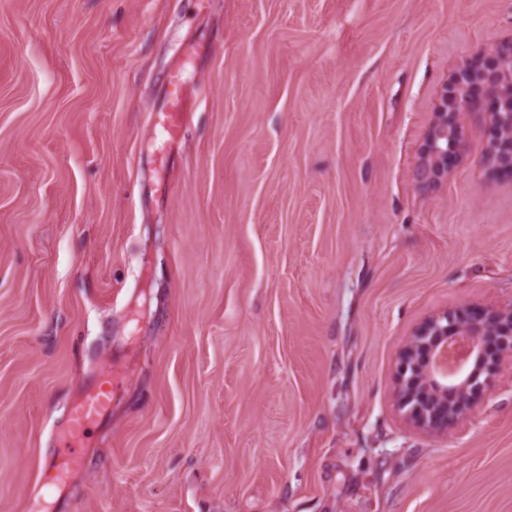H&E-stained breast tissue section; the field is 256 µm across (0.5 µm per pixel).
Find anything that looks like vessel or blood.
I'll list each match as a JSON object with an SVG mask.
<instances>
[{"mask_svg": "<svg viewBox=\"0 0 512 512\" xmlns=\"http://www.w3.org/2000/svg\"><path fill=\"white\" fill-rule=\"evenodd\" d=\"M187 112L185 96L181 92H173L161 115V122L170 139H177L187 119ZM119 383L118 372L99 376L74 402L67 428L59 440V449L41 470L38 497L61 491L83 468L89 447V434L108 415L112 407V393Z\"/></svg>", "mask_w": 512, "mask_h": 512, "instance_id": "vessel-or-blood-1", "label": "vessel or blood"}]
</instances>
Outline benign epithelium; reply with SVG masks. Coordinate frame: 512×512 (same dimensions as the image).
Returning a JSON list of instances; mask_svg holds the SVG:
<instances>
[{
  "label": "benign epithelium",
  "mask_w": 512,
  "mask_h": 512,
  "mask_svg": "<svg viewBox=\"0 0 512 512\" xmlns=\"http://www.w3.org/2000/svg\"><path fill=\"white\" fill-rule=\"evenodd\" d=\"M512 50L499 47L464 63L444 88L426 135L419 181L437 186L462 157V118L487 111L494 124L489 158L496 172L512 174V113L501 111L502 89L512 91ZM512 365V305H464L427 319L402 351L397 392L417 426L444 431L460 424L499 375Z\"/></svg>",
  "instance_id": "obj_1"
}]
</instances>
